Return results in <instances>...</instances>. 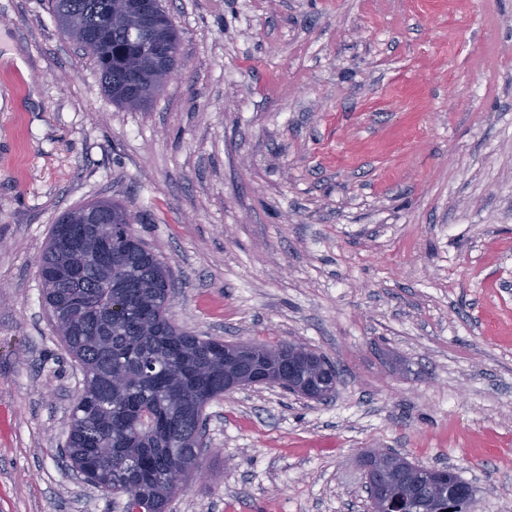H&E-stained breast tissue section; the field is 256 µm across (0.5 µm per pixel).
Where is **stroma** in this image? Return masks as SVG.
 <instances>
[{"instance_id": "1", "label": "stroma", "mask_w": 512, "mask_h": 512, "mask_svg": "<svg viewBox=\"0 0 512 512\" xmlns=\"http://www.w3.org/2000/svg\"><path fill=\"white\" fill-rule=\"evenodd\" d=\"M165 6L189 65L134 111L49 0H0V512H121L67 465L83 373L37 269L99 199L168 266L179 328L340 372L323 402H211L168 512H368L374 448L512 512V0Z\"/></svg>"}]
</instances>
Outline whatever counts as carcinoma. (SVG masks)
Instances as JSON below:
<instances>
[{
  "instance_id": "cac0c4a2",
  "label": "carcinoma",
  "mask_w": 512,
  "mask_h": 512,
  "mask_svg": "<svg viewBox=\"0 0 512 512\" xmlns=\"http://www.w3.org/2000/svg\"><path fill=\"white\" fill-rule=\"evenodd\" d=\"M51 10L75 42L92 44L104 91L120 107L149 104L178 67L180 32L162 0H51ZM128 217L111 200L66 212L60 221L85 249L72 252L54 225L38 273L56 330L85 376L71 409V465L91 485L165 512L174 495L166 473L199 467L198 424L224 396V370L245 357L171 322L168 269ZM143 408L155 414L151 431L137 422Z\"/></svg>"
}]
</instances>
